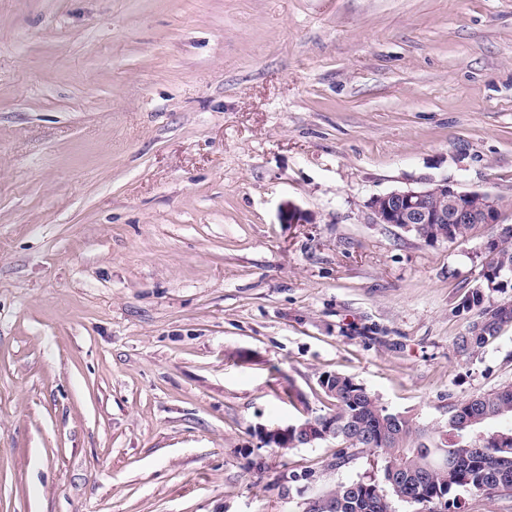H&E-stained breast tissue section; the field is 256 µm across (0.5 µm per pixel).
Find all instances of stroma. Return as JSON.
Returning a JSON list of instances; mask_svg holds the SVG:
<instances>
[{"mask_svg": "<svg viewBox=\"0 0 512 512\" xmlns=\"http://www.w3.org/2000/svg\"><path fill=\"white\" fill-rule=\"evenodd\" d=\"M430 177L512 225V0H0V512H305L381 468L263 444L323 375L512 385L489 227L373 221ZM481 314L487 322L486 326L480 332L472 331L471 334L460 336L458 338V348L463 352L474 353L481 349L489 338L493 337L492 333L497 328L512 319V311L506 308H496L492 310H482ZM488 316V317H487Z\"/></svg>", "mask_w": 512, "mask_h": 512, "instance_id": "obj_1", "label": "stroma"}]
</instances>
